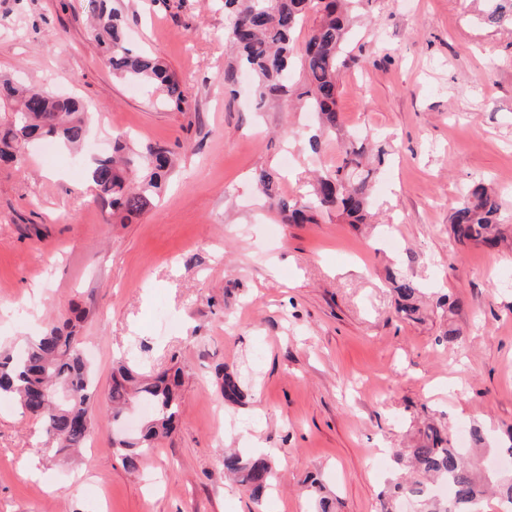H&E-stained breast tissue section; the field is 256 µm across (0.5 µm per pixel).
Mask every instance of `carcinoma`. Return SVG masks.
Returning a JSON list of instances; mask_svg holds the SVG:
<instances>
[{"label": "carcinoma", "instance_id": "carcinoma-1", "mask_svg": "<svg viewBox=\"0 0 512 512\" xmlns=\"http://www.w3.org/2000/svg\"><path fill=\"white\" fill-rule=\"evenodd\" d=\"M96 14L94 38L102 47L112 73L148 88L162 87L167 101L177 107L186 103V91L175 75L158 61L130 49L125 43L122 16L107 8L105 0H91ZM366 0H224L225 34L230 48L252 74L259 98L287 91L294 60H300L305 78L307 110L318 117L323 132L341 131L336 109L339 96L338 73L349 65L345 54L354 12ZM319 15L304 45H297L295 32L305 23L308 12ZM492 24L512 19V0H494L486 13ZM90 126L84 106L76 99L48 90L25 89L7 76H0V159L22 153L35 139H59L76 145L87 139ZM364 147L352 138L341 142L335 169L318 179L303 200L292 202L277 190L278 176L261 170L257 184L288 223H311L321 214L336 215L348 224H365L371 217L372 184L389 152L377 147L374 164L364 162ZM171 159L160 145H148L118 162L112 156L94 159L89 179L94 201L102 207L135 216L150 206L168 174ZM145 169L133 181L127 172ZM501 203L498 196L478 184L453 207L451 224L458 241L494 247L498 245L497 223ZM385 279L396 295L398 317L421 320L419 300L424 285L399 268L386 270ZM179 372L164 371L144 378L126 364L112 373L108 389L99 392L79 347L75 327L66 322L53 325L29 339L19 353L0 356V396L14 397L20 407L43 425L46 441L41 452L59 455L83 447L91 438L93 406L103 401L112 421L139 403L153 409V415L139 434L120 439L117 445L124 467L134 470L159 437L170 433L180 416ZM224 401L243 397L237 373L224 371ZM403 476L393 481L384 496L386 504L402 499L419 503L421 512H481V503L490 485L501 500L512 505V476L493 477L481 469L469 451L453 444L448 428L429 425L417 444L395 453ZM224 471L258 502L272 484L270 461L249 457L235 449L224 451ZM450 487V496L437 499L432 488L437 483Z\"/></svg>", "mask_w": 512, "mask_h": 512}]
</instances>
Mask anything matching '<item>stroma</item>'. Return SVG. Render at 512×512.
Returning a JSON list of instances; mask_svg holds the SVG:
<instances>
[{
  "instance_id": "1",
  "label": "stroma",
  "mask_w": 512,
  "mask_h": 512,
  "mask_svg": "<svg viewBox=\"0 0 512 512\" xmlns=\"http://www.w3.org/2000/svg\"><path fill=\"white\" fill-rule=\"evenodd\" d=\"M129 46L184 81L188 102L113 76L90 32V0H0V74L75 96L95 117L80 152L36 140L0 164V351L80 316L100 386L118 361L182 377V418L137 470L99 416L86 448L42 457L40 421L0 398V512H315L318 479L341 512H381L392 451L424 421L512 427V25L484 0H368L347 45L337 108L345 132L392 155L373 188L376 221L320 215L286 224L253 175L282 173L298 200L337 160L336 137L288 96L255 105L224 39L223 0H111ZM161 144L174 169L152 206L127 218L93 201L88 165ZM320 135L312 153L308 141ZM484 182L502 197L503 242L460 245L451 206ZM454 309L394 313L386 267ZM457 345L440 346L446 328ZM245 397L225 402L220 376ZM274 449L277 480L254 504L224 476V451Z\"/></svg>"
}]
</instances>
